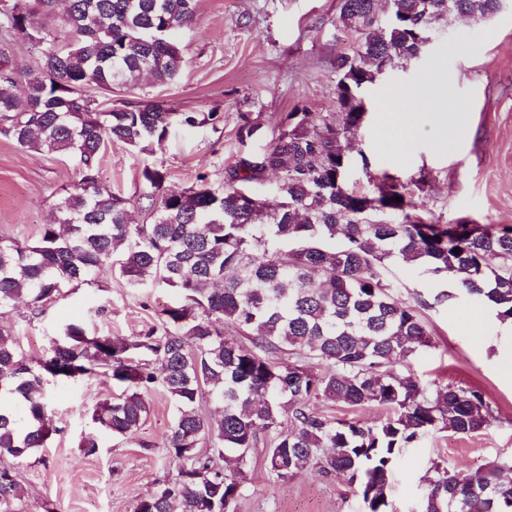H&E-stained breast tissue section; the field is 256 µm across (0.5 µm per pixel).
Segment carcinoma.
I'll use <instances>...</instances> for the list:
<instances>
[{
	"instance_id": "carcinoma-1",
	"label": "carcinoma",
	"mask_w": 512,
	"mask_h": 512,
	"mask_svg": "<svg viewBox=\"0 0 512 512\" xmlns=\"http://www.w3.org/2000/svg\"><path fill=\"white\" fill-rule=\"evenodd\" d=\"M61 1L63 37L52 28ZM27 3L23 13L0 9V68H9L0 76V135L69 156L79 180L35 239L0 238V315L20 302L40 315L114 265L129 287L167 288L176 300L136 336L66 322L36 362L0 323V401L11 404L0 409V512H27L15 464L59 432L48 418L49 379L103 375L120 386L87 408L94 427L113 437L140 429L150 412L146 395L156 389L176 407L163 437L176 475L141 497L135 512H234L262 434L274 480L312 465L345 476L365 512H390L389 476L401 449L433 431L470 435L490 424L481 391L425 387L389 370L432 340L419 312L427 302L402 300L384 269L398 261L449 279L453 291L436 302L463 297L512 323V226L423 217L408 184L370 175L371 188L360 189L347 171L366 114L363 92L382 69L413 60L425 28L451 15L488 17L501 0H340L338 21L358 46L338 57L336 111L288 113L269 147L224 168L222 190L199 176L189 189L168 192L167 172L145 166L149 224L134 223L131 200L99 180L107 146L149 153L174 128L221 116L154 102L112 109L86 88L110 93L143 73L174 80L183 59L172 35L192 23L199 0ZM16 43L34 50L33 66L20 73ZM270 173L279 197L272 209L250 189ZM226 326L239 337L224 336ZM205 395L209 413L198 406ZM319 396L389 414L377 424L331 421L307 406ZM433 471L420 512H512L511 464Z\"/></svg>"
}]
</instances>
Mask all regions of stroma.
I'll list each match as a JSON object with an SVG mask.
<instances>
[{"label": "stroma", "instance_id": "stroma-1", "mask_svg": "<svg viewBox=\"0 0 512 512\" xmlns=\"http://www.w3.org/2000/svg\"><path fill=\"white\" fill-rule=\"evenodd\" d=\"M339 0H199L191 27L179 31L183 66L167 84L142 78L112 95L116 108L163 102L180 112H217L220 123L174 129L152 152L112 144L100 165L103 183L130 198L137 221L149 201L141 171L151 165L167 172V190L179 191L206 175L224 184V168L237 156L267 148L288 113L334 111L336 57L351 52L354 33L336 25ZM445 32L418 60L381 76L365 93L367 113L353 141L350 179L364 186L369 175L386 173L410 186L418 212L453 223L512 225V0L491 17L449 18ZM456 106L448 128L456 138L440 148L428 134V115H415L419 130L407 151L392 158L382 137L387 105L416 92L426 77ZM78 175L71 160L16 146L0 136V237L30 240L54 217V205ZM390 281L407 302H427L421 316L434 345L393 364L399 376L423 384L479 389L494 418L472 435L435 432L401 450L389 478L392 512H414L433 464L472 472L490 461L512 460V326L484 306L457 299L435 303L450 281L399 263ZM172 300L164 288H131L111 268L82 285L37 318L16 308L10 324L24 353L45 352L56 327L83 317L96 330L133 336L152 326ZM49 410L60 427L50 447L20 460L17 470L30 512H134L156 483L173 477L162 435L176 410L161 392L147 397L150 413L128 438H102L96 453L78 443L93 425L85 410L111 394L109 380L48 381ZM236 512H364L343 478L307 468L272 482L265 448H255Z\"/></svg>", "mask_w": 512, "mask_h": 512}]
</instances>
